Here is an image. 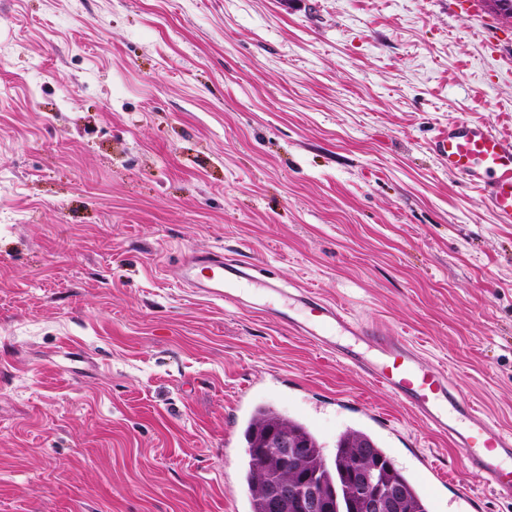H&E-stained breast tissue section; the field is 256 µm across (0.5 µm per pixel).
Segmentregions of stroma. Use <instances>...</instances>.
<instances>
[{"instance_id": "obj_1", "label": "stroma", "mask_w": 512, "mask_h": 512, "mask_svg": "<svg viewBox=\"0 0 512 512\" xmlns=\"http://www.w3.org/2000/svg\"><path fill=\"white\" fill-rule=\"evenodd\" d=\"M512 132L453 0H0V512H250L244 411L370 431L512 512L393 395L181 281L217 252L409 336L512 433V224L430 143Z\"/></svg>"}]
</instances>
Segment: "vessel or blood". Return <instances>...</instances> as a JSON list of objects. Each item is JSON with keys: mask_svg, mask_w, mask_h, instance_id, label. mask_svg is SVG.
Wrapping results in <instances>:
<instances>
[{"mask_svg": "<svg viewBox=\"0 0 512 512\" xmlns=\"http://www.w3.org/2000/svg\"><path fill=\"white\" fill-rule=\"evenodd\" d=\"M431 149L447 160L449 172L484 192L501 223L512 224V135L454 121L438 132ZM181 278L211 299L272 314L290 334L357 369L448 439L497 497L512 500V435L463 398L447 370L424 365L405 337L354 319L310 289L280 287L261 270L220 254L189 256Z\"/></svg>", "mask_w": 512, "mask_h": 512, "instance_id": "1", "label": "vessel or blood"}]
</instances>
